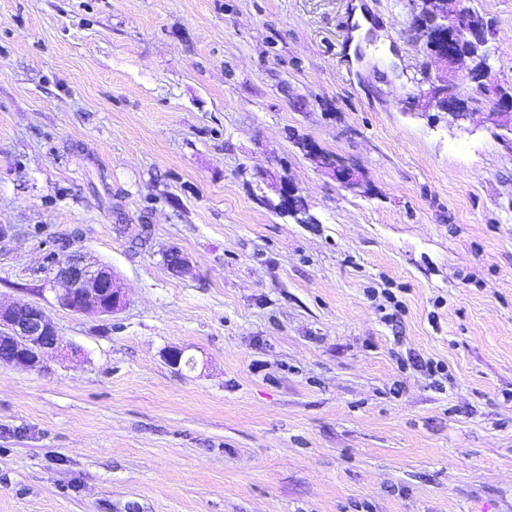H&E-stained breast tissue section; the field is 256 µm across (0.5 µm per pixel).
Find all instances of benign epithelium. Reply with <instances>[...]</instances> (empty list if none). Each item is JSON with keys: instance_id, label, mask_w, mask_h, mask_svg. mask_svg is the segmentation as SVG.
<instances>
[{"instance_id": "obj_1", "label": "benign epithelium", "mask_w": 512, "mask_h": 512, "mask_svg": "<svg viewBox=\"0 0 512 512\" xmlns=\"http://www.w3.org/2000/svg\"><path fill=\"white\" fill-rule=\"evenodd\" d=\"M423 6L413 12L410 31L417 40L432 46L437 67L428 72L430 102H452L460 97L458 76L470 69L471 59L461 55L460 48L467 41L465 24H454L449 18L457 16L461 0H412ZM484 77L475 88L478 94L492 97L487 120L492 127L502 130V143L512 151V83L497 79L488 65H483ZM324 167L330 169L342 187L354 191L361 186L353 169L335 164L331 156L320 154ZM280 194L288 198V212L299 223L308 221L306 210L301 208L298 190L292 185H280ZM47 282L61 281L63 291L55 295L59 307L77 313L95 312L112 315L125 303V291L106 265L89 262L78 254L53 256L45 262ZM7 359L29 369L41 371L50 353H60L68 348L59 336L54 323L38 305L17 302L8 308L0 307V347Z\"/></svg>"}]
</instances>
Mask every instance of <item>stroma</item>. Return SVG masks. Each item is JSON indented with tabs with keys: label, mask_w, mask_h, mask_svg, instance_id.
I'll use <instances>...</instances> for the list:
<instances>
[{
	"label": "stroma",
	"mask_w": 512,
	"mask_h": 512,
	"mask_svg": "<svg viewBox=\"0 0 512 512\" xmlns=\"http://www.w3.org/2000/svg\"><path fill=\"white\" fill-rule=\"evenodd\" d=\"M353 1L0 0V303L73 349L0 362V512H512V152L429 104L407 0L345 56ZM63 251L121 311L56 304ZM316 156L320 158L321 163L325 168H328L333 172L336 180L342 185V187L355 191L361 186L360 179L357 177L353 169L346 166L335 165V161L330 155L322 153L317 154Z\"/></svg>",
	"instance_id": "1"
}]
</instances>
